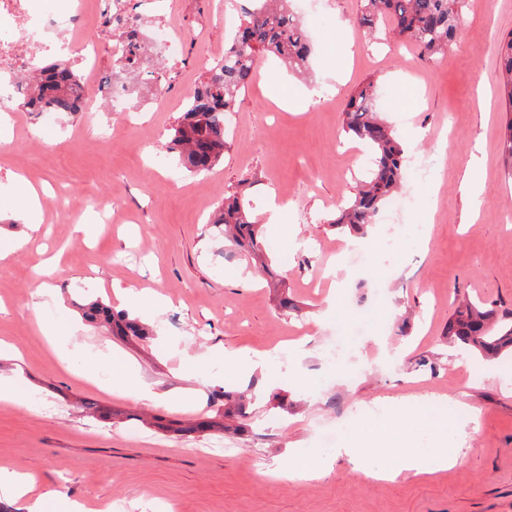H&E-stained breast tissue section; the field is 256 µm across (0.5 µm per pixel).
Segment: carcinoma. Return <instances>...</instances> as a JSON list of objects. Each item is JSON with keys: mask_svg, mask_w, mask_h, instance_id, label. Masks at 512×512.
<instances>
[{"mask_svg": "<svg viewBox=\"0 0 512 512\" xmlns=\"http://www.w3.org/2000/svg\"><path fill=\"white\" fill-rule=\"evenodd\" d=\"M260 2L253 10H243L238 30L224 48V60L211 63L207 76L187 98L182 115L172 127L170 150L178 153L191 171H208L224 157V117L235 111L239 95L249 88L264 57H278L291 70H308L313 39L290 9L289 0ZM467 4L468 0H359L357 20L369 31L379 27L389 30L400 44L416 47L424 59L431 61L452 46ZM497 52L500 85L512 111V32L500 41ZM143 53L144 47L132 32L114 65L134 72ZM81 97L82 85L74 71L51 63L36 68L29 77L24 106L31 111L48 106L56 112L73 114L78 112ZM375 98V86L369 82L351 96L343 111L342 131L374 151V169L330 222L332 227H346L361 235L396 193L406 160L404 147L377 110ZM500 145L508 177L512 178V117L505 125ZM241 195L236 190L224 196L214 224L237 249L255 254L263 247L260 227L240 202ZM85 316L124 341H144L154 335L139 321L125 313H114L100 302L90 304ZM448 339L466 351L494 359L507 350L512 352V315L499 312L494 303L479 297L464 299L448 320ZM209 399L215 415L179 425L175 431L222 430L226 428L224 421L233 418L242 420L236 430L245 428L243 420L249 416L247 391L212 389Z\"/></svg>", "mask_w": 512, "mask_h": 512, "instance_id": "carcinoma-1", "label": "carcinoma"}]
</instances>
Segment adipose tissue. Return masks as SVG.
Instances as JSON below:
<instances>
[{
  "label": "adipose tissue",
  "mask_w": 512,
  "mask_h": 512,
  "mask_svg": "<svg viewBox=\"0 0 512 512\" xmlns=\"http://www.w3.org/2000/svg\"><path fill=\"white\" fill-rule=\"evenodd\" d=\"M404 419L410 420L415 429L423 428L425 424L418 403L397 402L388 421L364 430L353 445L343 448V455L365 462L366 476L384 480L401 476H430L457 464V456L448 448V434L442 429L435 431L432 447L424 450L410 443L398 451L385 446L384 440L393 424Z\"/></svg>",
  "instance_id": "ef3b65f1"
}]
</instances>
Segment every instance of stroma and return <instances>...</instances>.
<instances>
[{
	"label": "stroma",
	"mask_w": 512,
	"mask_h": 512,
	"mask_svg": "<svg viewBox=\"0 0 512 512\" xmlns=\"http://www.w3.org/2000/svg\"><path fill=\"white\" fill-rule=\"evenodd\" d=\"M247 0H230L217 21L211 0H174L144 10L173 17L185 36L178 57L164 59L167 94L152 111L60 115L47 124L22 113L0 139V249L26 227L8 204H20L16 175L44 186L68 209L45 213L36 241L0 266V370L21 368L32 402L0 404V467L33 476L66 500L96 512H512V377L500 362L463 353L447 338L457 300L480 297L512 311V179L498 149L506 114L500 61L489 41L512 32V0H469L454 45L436 61L410 47L365 35L357 0H329L312 36L346 25L350 51L336 60L316 44L308 77L274 61L261 63L237 105L239 136L221 162L196 174L164 157L187 97L203 80L210 55L223 51ZM411 159L435 161L432 180L407 169L400 196L408 210H383L368 235L379 248L354 245L331 227L370 167V152L344 135L342 112L366 83ZM418 107L400 105L403 83ZM289 87L298 109L281 104ZM479 171L480 192L462 186ZM255 214L269 192L287 206L263 239L288 254H234L210 220L241 182ZM114 210L115 223L94 237L79 231L86 215ZM59 268L49 277V265ZM287 280L298 312L283 314L276 287ZM136 285L168 304L150 325L153 339L123 343L87 322L91 300L115 305L114 286ZM59 287V299L35 300L37 287ZM66 320L67 345L52 349L42 318ZM267 354L269 367L241 374L223 364L210 380L198 372L213 349ZM96 369L98 383L76 375ZM136 371L165 396L151 405L112 393ZM250 390L244 432L180 436L139 415L189 421L208 413L214 387ZM434 392L463 415L448 434L459 462L430 477L365 478L359 464L337 458L330 474L285 477L288 450L318 449L321 429L351 444L357 429L386 417L399 398ZM286 395L285 411L272 401ZM88 399L121 412L109 422L77 408Z\"/></svg>",
	"instance_id": "stroma-1"
}]
</instances>
